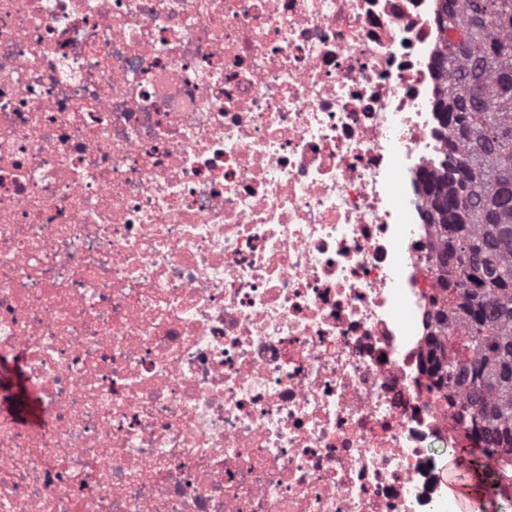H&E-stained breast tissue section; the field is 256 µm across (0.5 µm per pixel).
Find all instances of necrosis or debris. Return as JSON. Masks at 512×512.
<instances>
[{
    "label": "necrosis or debris",
    "instance_id": "1",
    "mask_svg": "<svg viewBox=\"0 0 512 512\" xmlns=\"http://www.w3.org/2000/svg\"><path fill=\"white\" fill-rule=\"evenodd\" d=\"M441 5L0 0V512H456Z\"/></svg>",
    "mask_w": 512,
    "mask_h": 512
}]
</instances>
